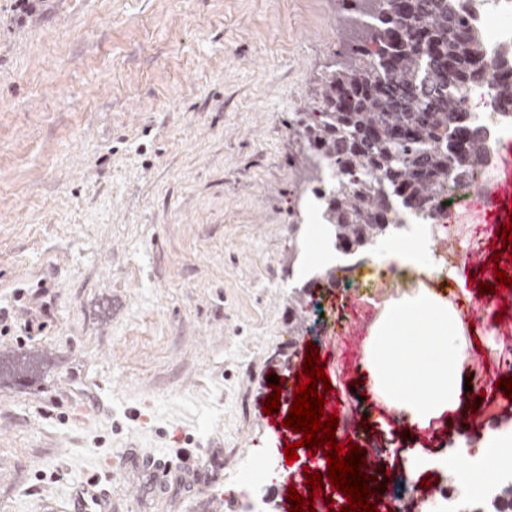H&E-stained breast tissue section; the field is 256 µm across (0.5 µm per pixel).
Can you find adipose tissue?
Instances as JSON below:
<instances>
[{"mask_svg":"<svg viewBox=\"0 0 512 512\" xmlns=\"http://www.w3.org/2000/svg\"><path fill=\"white\" fill-rule=\"evenodd\" d=\"M421 324L431 337L424 348L415 343ZM461 326L457 309L430 296L390 311L377 339L373 365L379 384L412 422L427 425L454 404L459 385L454 371L462 361L454 338Z\"/></svg>","mask_w":512,"mask_h":512,"instance_id":"ef3b65f1","label":"adipose tissue"}]
</instances>
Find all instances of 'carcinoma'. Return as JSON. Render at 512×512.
I'll return each mask as SVG.
<instances>
[{
    "label": "carcinoma",
    "instance_id": "cac0c4a2",
    "mask_svg": "<svg viewBox=\"0 0 512 512\" xmlns=\"http://www.w3.org/2000/svg\"><path fill=\"white\" fill-rule=\"evenodd\" d=\"M352 41L315 79L290 122L333 248L345 256L391 235L392 215L436 217L435 203L486 164L489 145L465 119L459 89L494 71L512 109V46L494 62L458 0H341ZM336 170L334 186L323 173Z\"/></svg>",
    "mask_w": 512,
    "mask_h": 512
}]
</instances>
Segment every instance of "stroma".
I'll list each match as a JSON object with an SVG mask.
<instances>
[{"label": "stroma", "instance_id": "35a3bbf8", "mask_svg": "<svg viewBox=\"0 0 512 512\" xmlns=\"http://www.w3.org/2000/svg\"><path fill=\"white\" fill-rule=\"evenodd\" d=\"M341 0H0V512H68L89 477L116 512H243L239 476L263 449L270 376L350 304L376 327L424 291L474 302L503 244L464 273L425 261L312 290L296 322L311 186L289 122L341 49ZM462 329L485 369L512 363V289ZM328 397L360 395L351 438L413 454L459 447L470 405L486 429L504 387L460 392L428 426L395 431L372 381L332 354ZM124 449L190 471L108 472Z\"/></svg>", "mask_w": 512, "mask_h": 512}]
</instances>
